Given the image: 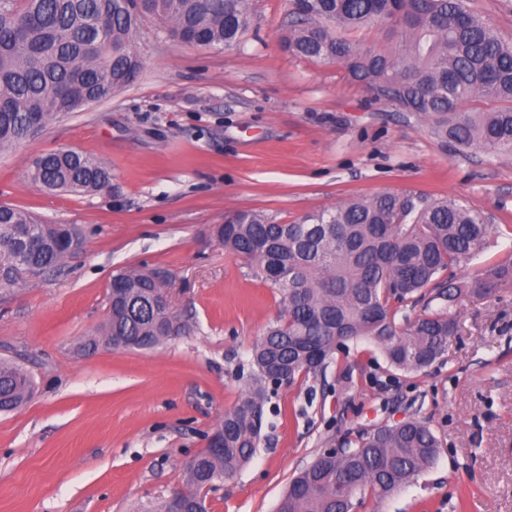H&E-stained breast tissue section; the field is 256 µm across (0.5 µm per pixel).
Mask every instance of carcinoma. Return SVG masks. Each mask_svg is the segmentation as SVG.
Wrapping results in <instances>:
<instances>
[{
  "label": "carcinoma",
  "instance_id": "carcinoma-1",
  "mask_svg": "<svg viewBox=\"0 0 512 512\" xmlns=\"http://www.w3.org/2000/svg\"><path fill=\"white\" fill-rule=\"evenodd\" d=\"M396 15L393 46L347 37ZM147 17L185 43L225 49L253 21L249 0H0V150L133 84L141 69L134 43ZM284 47L343 65L372 100L417 119L444 148L512 155V42L468 0H310L308 13L293 14ZM111 177L105 164L73 150L39 156L28 173L37 188L80 193L105 189ZM215 232L281 296L283 310L252 349L245 395L224 412V447L198 453L187 467L186 487L197 495L251 461L272 397L321 375L344 342L368 340L390 366L418 373L447 350L460 297L512 287V253L475 275H454L483 254L492 233L512 238V226L494 228L484 212L452 198L416 203L382 193L292 224L239 211ZM75 238L67 226L46 236L30 213L0 205V288L21 272L53 271ZM155 273L134 268L112 277L98 335L146 350L189 332L156 300L167 281ZM407 307L419 312L396 323ZM33 391L28 373L0 361V413L18 409ZM438 448L433 428L419 418L358 431L340 453H319L300 469L276 512H352L356 497L384 499L409 483Z\"/></svg>",
  "mask_w": 512,
  "mask_h": 512
}]
</instances>
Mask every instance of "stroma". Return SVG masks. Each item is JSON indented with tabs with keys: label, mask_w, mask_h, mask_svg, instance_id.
I'll return each instance as SVG.
<instances>
[{
	"label": "stroma",
	"mask_w": 512,
	"mask_h": 512,
	"mask_svg": "<svg viewBox=\"0 0 512 512\" xmlns=\"http://www.w3.org/2000/svg\"><path fill=\"white\" fill-rule=\"evenodd\" d=\"M231 49L193 46L144 20L136 81L0 151V205L73 224L82 249L54 273L0 290V360L35 382L0 414V512H158L185 484L279 297L211 229L258 210L279 223L391 192L454 197L512 225V156L460 155L341 66L282 48L292 0H251ZM71 149L112 170L103 191L46 192L32 161ZM161 267L189 334L151 350L78 352L106 318L113 274ZM447 351L405 374L365 340L318 378L280 388L265 439L207 496L210 512H275L293 475L357 431L418 417L440 440L425 471L355 512H512V288L464 297Z\"/></svg>",
	"instance_id": "35a3bbf8"
}]
</instances>
